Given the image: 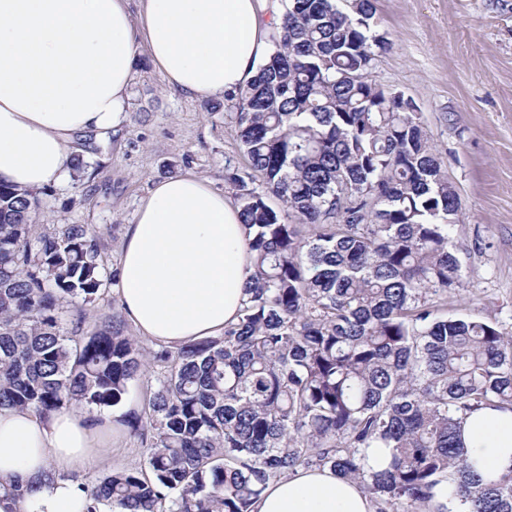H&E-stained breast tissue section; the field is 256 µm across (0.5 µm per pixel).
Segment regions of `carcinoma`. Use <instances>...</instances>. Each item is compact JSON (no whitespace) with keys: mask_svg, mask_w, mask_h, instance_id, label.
Segmentation results:
<instances>
[{"mask_svg":"<svg viewBox=\"0 0 512 512\" xmlns=\"http://www.w3.org/2000/svg\"><path fill=\"white\" fill-rule=\"evenodd\" d=\"M373 17L372 0H286L275 50L231 97L264 193L227 174L255 273L222 336L147 351L117 314L83 335L115 279L96 231L33 223L36 193L0 182V409L114 407L154 373L122 419L143 466L83 487L81 512H253L309 467L359 482L377 512H430L444 482L437 512H512V470L482 478L458 440L470 413L512 411V331L448 314L459 199L414 103L370 79L388 47ZM366 448L388 466L367 470Z\"/></svg>","mask_w":512,"mask_h":512,"instance_id":"obj_1","label":"carcinoma"}]
</instances>
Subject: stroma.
<instances>
[{"label":"stroma","mask_w":512,"mask_h":512,"mask_svg":"<svg viewBox=\"0 0 512 512\" xmlns=\"http://www.w3.org/2000/svg\"><path fill=\"white\" fill-rule=\"evenodd\" d=\"M374 28L390 48L371 78L416 104L429 141L461 199L453 228L465 286L448 295L450 313L512 330V0H375ZM79 177L39 190L37 223L88 224L114 270L124 229L153 182L194 171L235 197L226 169L250 170L230 107L169 89L146 51L134 61L128 107L106 141L80 139ZM106 456L80 474L143 464L126 428Z\"/></svg>","instance_id":"obj_1"}]
</instances>
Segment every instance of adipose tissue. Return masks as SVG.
Wrapping results in <instances>:
<instances>
[{
    "label": "adipose tissue",
    "instance_id": "1",
    "mask_svg": "<svg viewBox=\"0 0 512 512\" xmlns=\"http://www.w3.org/2000/svg\"><path fill=\"white\" fill-rule=\"evenodd\" d=\"M282 14L267 0H0V180L36 191L70 173L72 138L118 127L139 50L190 99L236 92L257 74ZM240 209L188 172L155 182L126 225L116 293L126 320L175 346L220 336L252 283ZM111 414L63 409L42 418L0 410V479L32 486L0 512H80L75 473L108 449ZM461 438L482 477L512 470V411L468 416ZM254 512H375L362 486L328 468L269 481Z\"/></svg>",
    "mask_w": 512,
    "mask_h": 512
}]
</instances>
